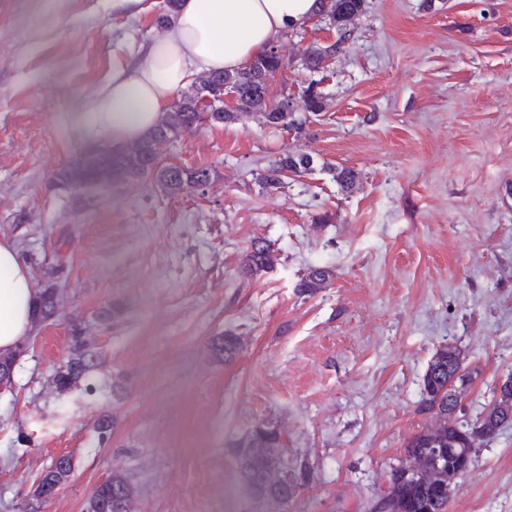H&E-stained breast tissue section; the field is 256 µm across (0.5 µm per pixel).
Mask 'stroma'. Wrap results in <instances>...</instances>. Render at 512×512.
<instances>
[{
	"instance_id": "stroma-1",
	"label": "stroma",
	"mask_w": 512,
	"mask_h": 512,
	"mask_svg": "<svg viewBox=\"0 0 512 512\" xmlns=\"http://www.w3.org/2000/svg\"><path fill=\"white\" fill-rule=\"evenodd\" d=\"M54 2L0 0V238L35 288L60 290L0 393V512H85L115 474L131 512H369L431 421L418 401L440 345L473 376L468 416L512 373V0H367L348 51L311 72L302 49L335 38L314 16L277 41L270 94L317 82L323 112L299 131L253 114L161 143L164 163L211 171L176 196L56 178L94 153L71 117L162 36L164 0L132 16ZM287 148L313 171L265 191ZM336 165L356 172L351 190ZM257 239L275 265L242 276ZM314 265L333 283L299 295ZM76 322L92 367L61 391ZM227 333L228 358L213 348ZM260 425L306 468L282 508L243 485L235 445ZM62 455L70 481L36 501ZM447 512H512V426L482 443ZM65 463H67L69 466L71 465V460L69 459L68 456H65V455L58 457L52 463V465L48 468V470L45 472L43 477L40 479L37 487L35 488V490L33 492V497L35 499L37 497H42V496H49V498L53 496V495H51V493H52L53 488L55 487V483L57 482L56 478L58 476L56 471L54 470V467L56 469H59Z\"/></svg>"
}]
</instances>
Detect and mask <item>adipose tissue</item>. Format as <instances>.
<instances>
[{
  "label": "adipose tissue",
  "instance_id": "obj_1",
  "mask_svg": "<svg viewBox=\"0 0 512 512\" xmlns=\"http://www.w3.org/2000/svg\"><path fill=\"white\" fill-rule=\"evenodd\" d=\"M320 0H181L167 32L142 59L117 68L73 125L81 141L115 149L141 139L174 94L203 72L239 69L321 10ZM37 293L16 246L0 240V356H10L36 321Z\"/></svg>",
  "mask_w": 512,
  "mask_h": 512
}]
</instances>
